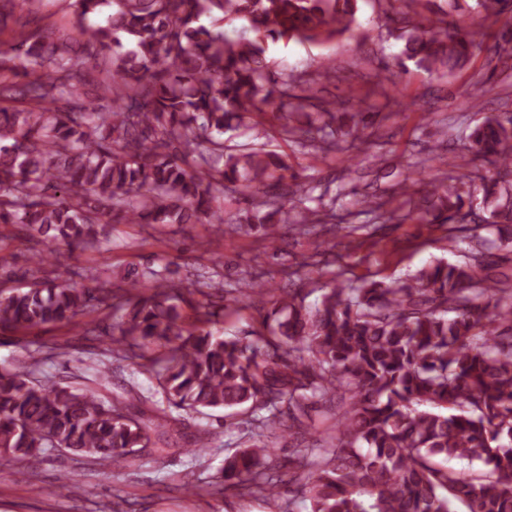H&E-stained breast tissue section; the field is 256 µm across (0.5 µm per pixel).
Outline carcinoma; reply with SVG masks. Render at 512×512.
I'll list each match as a JSON object with an SVG mask.
<instances>
[{"mask_svg":"<svg viewBox=\"0 0 512 512\" xmlns=\"http://www.w3.org/2000/svg\"><path fill=\"white\" fill-rule=\"evenodd\" d=\"M359 2L70 0L74 36L44 23L50 0H0V224L44 244L34 272L112 223L258 230L273 248L285 225L306 234L335 223L331 210L295 206L313 187L265 140L323 157L343 147L350 177L374 114L340 122L314 80L272 71L266 53L282 39L354 37ZM384 2L403 24L398 67L449 75L484 50L512 76V28L483 46L434 0ZM18 9L33 15L30 29L10 26ZM216 13L245 32L207 23ZM241 128L251 142L228 144L224 134ZM463 150L493 169L455 165L402 195L414 223L474 242L468 260L336 282L313 308L303 289L252 276L227 289L219 261L178 280L146 267L124 288L39 276L0 289V334L112 309L120 339L109 356L153 377L163 397L103 393V361L81 386L39 377L34 363L1 368L0 464L23 476L50 450L79 452L104 472L167 448L194 457L206 442L185 431L184 415L227 410L259 432L224 459L215 484L190 486L198 495L276 497L288 484L309 512H512V268L498 255L512 250V118H484ZM227 192L247 207L214 206ZM363 203L380 224L398 211L390 199ZM232 302L272 304L268 334L215 335ZM333 409L336 424L320 429L313 414ZM283 428L295 442L286 459L273 446ZM451 459L485 470L466 474L444 465Z\"/></svg>","mask_w":512,"mask_h":512,"instance_id":"cac0c4a2","label":"carcinoma"}]
</instances>
